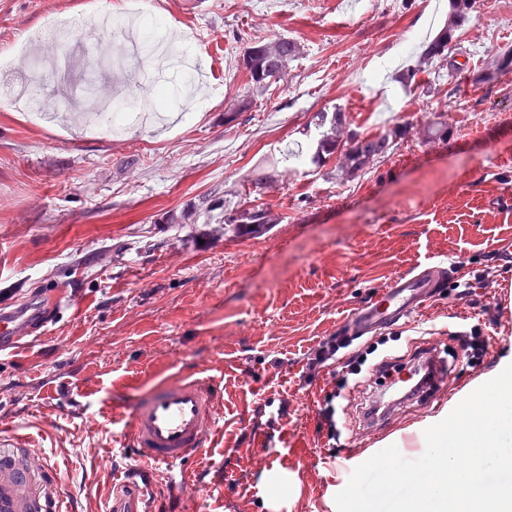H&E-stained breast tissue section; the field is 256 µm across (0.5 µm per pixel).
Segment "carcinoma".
Listing matches in <instances>:
<instances>
[{
	"mask_svg": "<svg viewBox=\"0 0 512 512\" xmlns=\"http://www.w3.org/2000/svg\"><path fill=\"white\" fill-rule=\"evenodd\" d=\"M476 8V0H449L448 22L427 43L421 53L423 61L448 66V76L456 71L449 51L454 32ZM300 54V45L284 37H275L249 47L243 55V66L249 74L248 87L237 96L231 110L224 113V122H234L238 115L252 108L255 94L269 81L285 76L289 64ZM316 137L308 160L314 164L330 155L340 154L339 170L347 175L360 171L376 159L384 157L392 144L388 135L370 138L356 131L344 133L345 118L340 111L318 112L314 116ZM208 224H222L236 233H258L279 217L264 206L238 204L230 209L216 204L211 196H204L178 214H170L169 224H195L200 217Z\"/></svg>",
	"mask_w": 512,
	"mask_h": 512,
	"instance_id": "1",
	"label": "carcinoma"
}]
</instances>
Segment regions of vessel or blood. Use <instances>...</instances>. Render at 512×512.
<instances>
[{
	"instance_id": "obj_1",
	"label": "vessel or blood",
	"mask_w": 512,
	"mask_h": 512,
	"mask_svg": "<svg viewBox=\"0 0 512 512\" xmlns=\"http://www.w3.org/2000/svg\"><path fill=\"white\" fill-rule=\"evenodd\" d=\"M425 274L397 278L354 314L363 328L398 321L417 311L420 299L437 287ZM48 299L0 310V351L20 347L50 315ZM218 425L214 399L200 380L176 377L155 385L129 412L131 446L138 459L173 466L192 457ZM49 472L27 449L17 447L0 425V512H62L49 489ZM110 512H143L133 489H117Z\"/></svg>"
}]
</instances>
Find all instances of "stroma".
Returning <instances> with one entry per match:
<instances>
[{
    "mask_svg": "<svg viewBox=\"0 0 512 512\" xmlns=\"http://www.w3.org/2000/svg\"><path fill=\"white\" fill-rule=\"evenodd\" d=\"M100 0H0V52L26 40L7 70L24 90L36 61L79 42L46 36ZM139 34L174 23L198 58L190 97H167L164 120L127 119L104 135L133 74L120 31L99 28L77 71L98 97L70 101L55 76L36 104L0 108V306L58 289L63 305L41 337L0 353V417L51 469L69 512H107L128 481L152 512H268L271 471L288 474V512H337L353 468L342 448L422 450L427 427L512 364V0H478L454 34V79L420 65L423 38L448 0H112ZM285 36L301 46L282 81L233 123L247 83L242 58ZM209 103L195 109L196 99ZM341 108L365 136L395 133L391 153L347 177L338 157L285 170L274 189L249 177L300 144L316 112ZM446 137H437L440 122ZM216 189L271 206L283 221L258 234L171 224ZM434 264L441 288L422 312L376 330L383 350L425 340L447 357L458 336H486L485 356L456 360L438 398L402 404L380 428H359L355 389L336 399L341 444L318 436L340 365L310 369L324 338L399 276ZM474 281L470 294L456 286ZM191 374L217 389L218 427L184 463L155 466L127 448L126 416L160 381Z\"/></svg>",
    "mask_w": 512,
    "mask_h": 512,
    "instance_id": "35a3bbf8",
    "label": "stroma"
}]
</instances>
